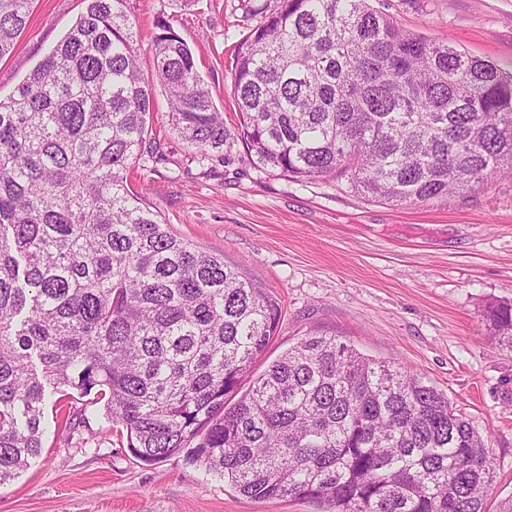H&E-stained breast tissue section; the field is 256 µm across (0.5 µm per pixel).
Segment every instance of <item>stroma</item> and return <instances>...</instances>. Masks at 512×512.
I'll return each mask as SVG.
<instances>
[{"instance_id": "stroma-1", "label": "stroma", "mask_w": 512, "mask_h": 512, "mask_svg": "<svg viewBox=\"0 0 512 512\" xmlns=\"http://www.w3.org/2000/svg\"><path fill=\"white\" fill-rule=\"evenodd\" d=\"M400 27L512 70V0H371ZM84 0H34L0 59L12 93L84 11ZM144 68L166 19L192 50L227 127L236 46L258 25L243 0H129ZM153 119L164 159L136 169L134 188L175 234L223 258L281 305L264 369L313 333L336 335L378 362L420 376L487 435L489 501L512 496V351L490 339L489 304L512 300V176L404 206L368 199L347 177L298 182L260 168L241 142L198 163ZM71 431L46 433L40 454L0 486V512H319L309 500H256L179 453L145 464L102 404L79 400Z\"/></svg>"}]
</instances>
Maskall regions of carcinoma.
I'll list each match as a JSON object with an SVG mask.
<instances>
[{"label": "carcinoma", "instance_id": "1", "mask_svg": "<svg viewBox=\"0 0 512 512\" xmlns=\"http://www.w3.org/2000/svg\"><path fill=\"white\" fill-rule=\"evenodd\" d=\"M85 2L0 99V485L39 455L50 385L55 430L94 390L139 460L191 444L251 499L512 512V497L488 508V440L419 377L323 334L253 375L279 303L172 234L128 186L142 156L162 159L158 88L201 162L238 137L296 181L347 172L375 201L446 197L512 175V70L405 31L369 0H279L235 50L232 131L168 24L146 75L127 0ZM33 3L0 0V59ZM486 317L512 350V302Z\"/></svg>", "mask_w": 512, "mask_h": 512}]
</instances>
